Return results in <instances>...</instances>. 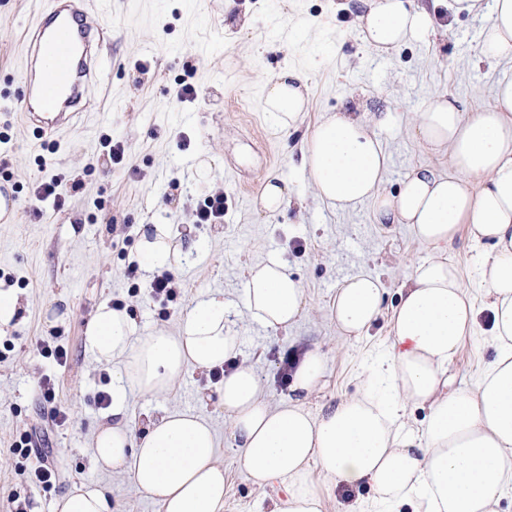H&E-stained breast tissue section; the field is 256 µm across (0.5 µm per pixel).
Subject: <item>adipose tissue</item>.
<instances>
[{
  "label": "adipose tissue",
  "instance_id": "1",
  "mask_svg": "<svg viewBox=\"0 0 512 512\" xmlns=\"http://www.w3.org/2000/svg\"><path fill=\"white\" fill-rule=\"evenodd\" d=\"M363 42L398 50L431 30L435 7L453 15L487 10L479 54L492 62L512 51V0H365ZM304 77L288 69L268 82L263 108L279 132L298 130L309 100ZM491 108L464 115L456 98L435 97L417 113L410 133L431 152L448 153L452 169L415 167L397 195L383 193L389 155L361 112L324 115L303 140L304 168L316 197L338 211L369 201L379 224L408 225L430 257L413 265L391 317L384 356L368 364L357 396L319 416L296 402L271 406L249 365L222 382L247 479L257 489L281 485L271 512H322L309 480L318 461L327 481L370 485L378 503H408L415 512H498L512 488V76L496 84ZM486 245L480 273L487 286L490 334L497 354L477 385L452 388L448 365L473 335L478 307L448 258L459 236ZM138 248L159 266L181 258L167 225H152ZM380 279L358 272L336 291L331 315L343 336H357L382 313ZM243 306L266 330L295 322L304 290L277 256L251 267ZM223 294L194 302L176 333L140 336L123 310L99 306L85 331L96 361L115 365L112 420L99 425L91 447L97 467L127 474L162 512H224V467L210 423L172 408L141 435L129 429V389L166 394L188 369L222 365L239 352L224 323ZM426 409L420 426L405 422L408 406ZM55 512H112L107 489L75 482Z\"/></svg>",
  "mask_w": 512,
  "mask_h": 512
}]
</instances>
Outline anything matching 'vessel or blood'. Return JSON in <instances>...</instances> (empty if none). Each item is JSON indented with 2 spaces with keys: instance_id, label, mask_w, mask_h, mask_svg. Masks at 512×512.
I'll return each instance as SVG.
<instances>
[{
  "instance_id": "obj_1",
  "label": "vessel or blood",
  "mask_w": 512,
  "mask_h": 512,
  "mask_svg": "<svg viewBox=\"0 0 512 512\" xmlns=\"http://www.w3.org/2000/svg\"><path fill=\"white\" fill-rule=\"evenodd\" d=\"M92 0H47L23 31L24 63L14 110L34 144L75 125L101 71L110 22L93 23Z\"/></svg>"
}]
</instances>
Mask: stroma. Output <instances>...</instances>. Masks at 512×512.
<instances>
[{
  "label": "stroma",
  "instance_id": "obj_1",
  "mask_svg": "<svg viewBox=\"0 0 512 512\" xmlns=\"http://www.w3.org/2000/svg\"><path fill=\"white\" fill-rule=\"evenodd\" d=\"M98 20H111L103 79L78 125L52 149L32 147L28 131L10 107L20 86L24 23L42 0H0V166L23 188L11 202L10 222L0 223V291L14 293L17 312L0 329V512L12 500L29 501L30 512H53L72 483L105 487L112 512H161L128 477L96 467L92 433L104 422L99 393L112 390L111 364L95 361L84 347L85 329L104 303L133 316L138 334L176 332L181 315L212 292L224 295L229 324L240 338V358L253 366L269 403L300 401L314 416L361 388L362 366L389 341L388 317L361 335L342 337L331 305L343 281L365 271L379 276L385 305L393 307L414 263L429 250L404 224H379L371 204L338 211L320 202L302 167V141L321 115L339 110L389 113L375 133L390 161L386 190L397 193L412 169L447 168L409 132L416 112L437 95L460 99L467 113L492 106L497 81L512 75V52L496 62L478 61L482 16L436 19V28L398 51L366 47L356 18L361 0H97ZM194 66L196 99L179 100L175 82ZM294 69L308 87L309 110L298 131H273L263 111L269 80ZM122 142L127 155L111 164L102 135ZM82 183L64 209L45 201L30 206L36 182L48 176ZM288 186L290 204L271 213L259 196L268 176ZM224 195V221L198 224L194 210L213 193ZM147 224L171 225L184 255L173 275L184 298L162 306L148 295L138 241ZM488 246L457 239L449 250L475 301L486 287L480 262ZM279 254L305 295L300 317L278 333L250 319L242 289L250 267ZM488 313L449 364L454 387L475 386L492 361ZM53 338L68 351L65 366L43 357L38 339ZM318 351L322 372L301 396L278 371L285 351ZM59 386L56 401L38 388L43 376ZM219 384L209 371L189 369L161 396L129 393L127 423L142 434L149 420L178 407L200 413L211 424L224 465V512H266L273 489L246 479ZM69 413L61 427L56 409ZM32 434L36 452L14 454L12 445ZM53 462L59 477L51 489L32 481L38 458ZM311 480L323 512H378L372 488L332 484L319 466Z\"/></svg>",
  "mask_w": 512,
  "mask_h": 512
}]
</instances>
